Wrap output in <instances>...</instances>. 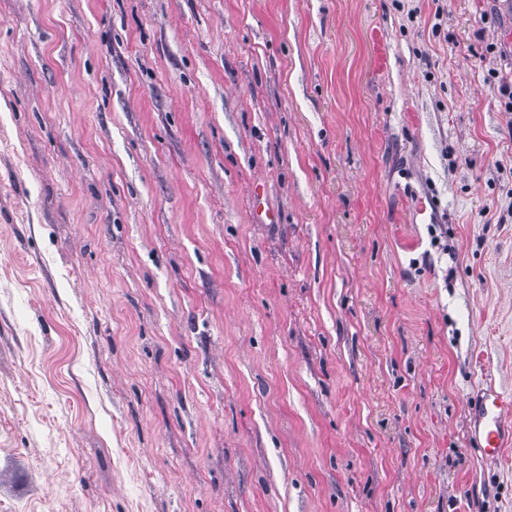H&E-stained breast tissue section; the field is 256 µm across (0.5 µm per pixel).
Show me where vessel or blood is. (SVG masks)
Here are the masks:
<instances>
[{
  "instance_id": "vessel-or-blood-1",
  "label": "vessel or blood",
  "mask_w": 512,
  "mask_h": 512,
  "mask_svg": "<svg viewBox=\"0 0 512 512\" xmlns=\"http://www.w3.org/2000/svg\"><path fill=\"white\" fill-rule=\"evenodd\" d=\"M511 412V400L492 388L484 392L472 421V433L484 457L495 459L512 449V423L506 421Z\"/></svg>"
}]
</instances>
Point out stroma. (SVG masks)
Instances as JSON below:
<instances>
[{
	"mask_svg": "<svg viewBox=\"0 0 512 512\" xmlns=\"http://www.w3.org/2000/svg\"><path fill=\"white\" fill-rule=\"evenodd\" d=\"M510 76L499 0H0V512H512ZM511 406V400L490 388L483 393L473 416L472 433L482 455L488 459L500 457L512 446V422L506 421Z\"/></svg>",
	"mask_w": 512,
	"mask_h": 512,
	"instance_id": "1",
	"label": "stroma"
}]
</instances>
